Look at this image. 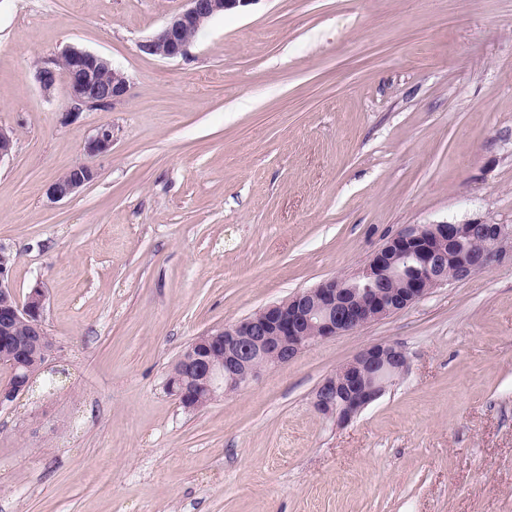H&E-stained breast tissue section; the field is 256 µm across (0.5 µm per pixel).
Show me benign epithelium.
Listing matches in <instances>:
<instances>
[{"label":"benign epithelium","instance_id":"7a95c632","mask_svg":"<svg viewBox=\"0 0 512 512\" xmlns=\"http://www.w3.org/2000/svg\"><path fill=\"white\" fill-rule=\"evenodd\" d=\"M187 7L172 16L149 40L140 45L149 55L164 59L184 56L191 43L188 33L200 30L213 16L245 8L257 0H186ZM64 74L74 109L111 108L130 93L128 77L95 53L70 46L51 66L36 71L40 88L50 92L59 74ZM114 129L103 121L84 144L89 157L112 151ZM97 176L95 167L84 162L59 176L49 187L52 201L76 195ZM508 232L502 224L473 219L410 225L389 237L367 263L348 278L332 279L303 290L281 302L224 327L207 332L209 338L196 340L186 348L185 376L196 380L210 400L249 385L263 370L285 364L313 343L355 331L367 324L401 312L430 291L448 281L462 280L473 271L491 264ZM9 250H0V332L13 319L29 320L30 336L15 343L12 352L0 355V364L23 373L24 382L0 386V407L29 392L39 371L22 361L30 347H41L47 369L58 358L54 348L42 347L46 335L45 291L35 285L24 301L9 286L6 261ZM411 262L426 271L421 279L406 282V288L380 293L387 280L399 275ZM265 357L260 366H247L251 346ZM405 353L392 344L372 345L326 378L313 397L315 410L327 419L345 423L369 403L382 396L388 381L407 369Z\"/></svg>","mask_w":512,"mask_h":512}]
</instances>
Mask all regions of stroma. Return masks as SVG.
Masks as SVG:
<instances>
[{
	"instance_id": "35a3bbf8",
	"label": "stroma",
	"mask_w": 512,
	"mask_h": 512,
	"mask_svg": "<svg viewBox=\"0 0 512 512\" xmlns=\"http://www.w3.org/2000/svg\"><path fill=\"white\" fill-rule=\"evenodd\" d=\"M185 0H0V246L68 375L0 409V512H512V236L500 260L197 410L196 336L356 273L412 224L512 229V0H258L186 56ZM71 45L131 94L70 115ZM103 121L111 153L83 146ZM91 162L93 182L48 186ZM377 343L407 370L348 423L312 401ZM187 7L172 16L165 25L149 40L140 45L141 50L149 55L164 59L183 57L192 38L213 16L228 10L245 8L258 0H185ZM96 176L97 171L92 164L88 162L81 163L79 166L70 168L65 174L59 176L48 187L47 195L52 201L70 198L76 195L83 187L90 184Z\"/></svg>"
}]
</instances>
